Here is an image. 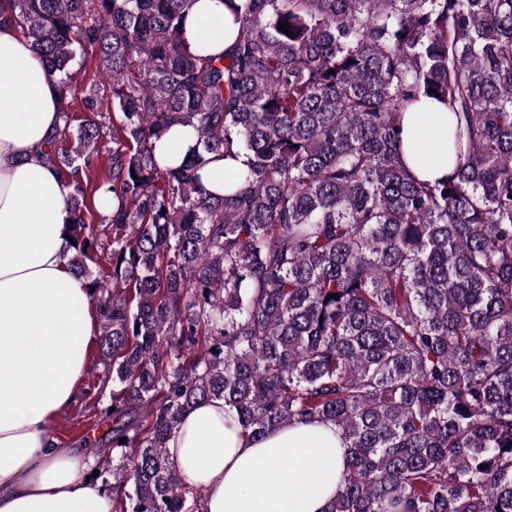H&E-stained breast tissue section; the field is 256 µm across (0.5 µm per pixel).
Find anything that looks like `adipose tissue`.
<instances>
[{"label":"adipose tissue","mask_w":512,"mask_h":512,"mask_svg":"<svg viewBox=\"0 0 512 512\" xmlns=\"http://www.w3.org/2000/svg\"><path fill=\"white\" fill-rule=\"evenodd\" d=\"M222 0H191L183 36L220 50L236 27ZM59 123L54 81L30 41L0 21V512H113L81 455L49 438L99 336L88 290L66 266V188L47 161ZM401 158L417 179L448 175V114L405 113ZM168 453L205 512H328L346 445L333 425L297 423L253 439L220 400L183 417Z\"/></svg>","instance_id":"adipose-tissue-1"}]
</instances>
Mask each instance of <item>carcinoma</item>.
Here are the masks:
<instances>
[{
  "mask_svg": "<svg viewBox=\"0 0 512 512\" xmlns=\"http://www.w3.org/2000/svg\"><path fill=\"white\" fill-rule=\"evenodd\" d=\"M6 2L57 78L47 159L99 303L114 512H203L167 444L206 400L254 437L336 425L329 512H512V0H223L219 54L184 42L189 0ZM89 57L110 148L72 111ZM424 100L448 111L434 181L400 160Z\"/></svg>",
  "mask_w": 512,
  "mask_h": 512,
  "instance_id": "1",
  "label": "carcinoma"
}]
</instances>
